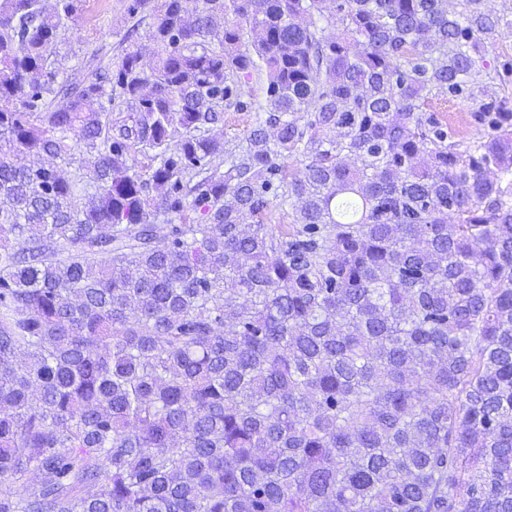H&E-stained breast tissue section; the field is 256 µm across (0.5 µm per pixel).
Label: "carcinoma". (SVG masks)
Segmentation results:
<instances>
[{
  "mask_svg": "<svg viewBox=\"0 0 512 512\" xmlns=\"http://www.w3.org/2000/svg\"><path fill=\"white\" fill-rule=\"evenodd\" d=\"M160 2L153 66L73 84L75 0H0V512H512V110L465 146L421 112L512 18ZM256 71L270 109L226 152Z\"/></svg>",
  "mask_w": 512,
  "mask_h": 512,
  "instance_id": "carcinoma-1",
  "label": "carcinoma"
}]
</instances>
